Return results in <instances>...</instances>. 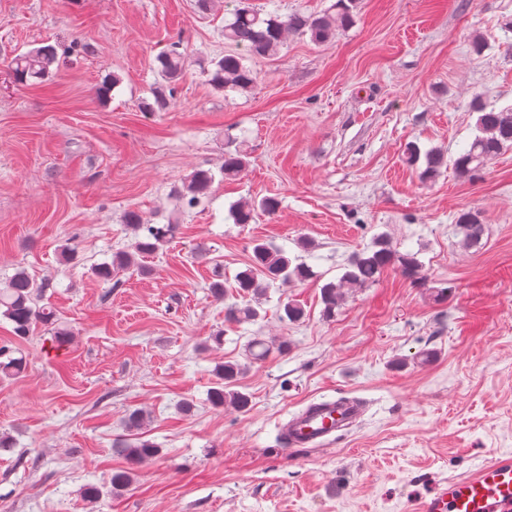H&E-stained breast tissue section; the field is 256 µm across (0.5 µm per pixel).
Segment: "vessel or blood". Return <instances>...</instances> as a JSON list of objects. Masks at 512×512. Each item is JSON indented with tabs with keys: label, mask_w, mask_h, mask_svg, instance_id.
<instances>
[{
	"label": "vessel or blood",
	"mask_w": 512,
	"mask_h": 512,
	"mask_svg": "<svg viewBox=\"0 0 512 512\" xmlns=\"http://www.w3.org/2000/svg\"><path fill=\"white\" fill-rule=\"evenodd\" d=\"M364 413L363 401L354 397L310 403L283 425V442L290 448L325 447ZM417 512H512V457H495L469 475L443 480L419 501Z\"/></svg>",
	"instance_id": "b4317fda"
}]
</instances>
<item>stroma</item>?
Here are the masks:
<instances>
[{"label": "stroma", "instance_id": "35a3bbf8", "mask_svg": "<svg viewBox=\"0 0 512 512\" xmlns=\"http://www.w3.org/2000/svg\"><path fill=\"white\" fill-rule=\"evenodd\" d=\"M235 5L0 0V287L25 269L71 334L59 349L41 325L18 340L0 318V344L26 359L20 377L0 378V434L14 441L0 451V512H410L442 479L512 455V150L473 181L450 168L423 183L406 159L413 143L456 154L476 103L512 105V0H360L335 38L288 34L255 62L250 92L226 94L205 70L231 48ZM177 41L185 65L169 107L145 111L164 84L155 59ZM47 44L66 49L52 77L15 83V57ZM113 74L120 84L99 99ZM230 139L249 154L244 172L183 207L184 180L219 170ZM265 197L274 215L230 218L232 204ZM129 209L180 231L147 272L101 280L93 267L133 238ZM470 209L486 226L477 248L454 228ZM381 233L418 253L428 287L390 269L325 319L322 286ZM259 241L314 276L270 289L258 320L226 322L209 286H234ZM441 287L447 300L434 298ZM291 299L306 315L286 324ZM256 336L287 340V354L251 360ZM424 350L436 360L420 363ZM227 361L246 366L247 413L208 401ZM332 395L363 399L362 421L333 447L286 448L281 424ZM132 409L159 453L89 503L85 484L127 467L112 443Z\"/></svg>", "mask_w": 512, "mask_h": 512}]
</instances>
